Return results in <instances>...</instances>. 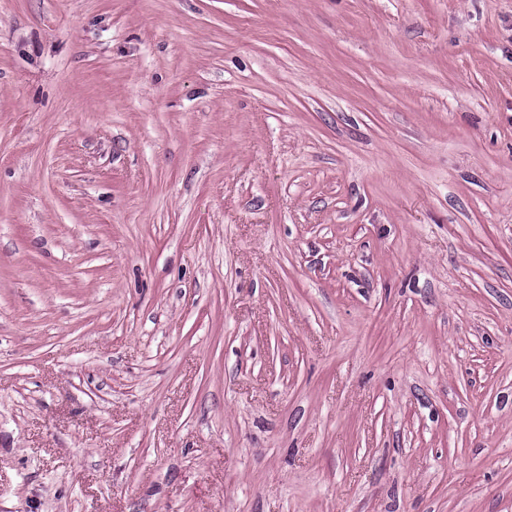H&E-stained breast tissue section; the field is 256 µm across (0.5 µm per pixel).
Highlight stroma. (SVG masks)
Wrapping results in <instances>:
<instances>
[{
  "label": "stroma",
  "instance_id": "obj_1",
  "mask_svg": "<svg viewBox=\"0 0 512 512\" xmlns=\"http://www.w3.org/2000/svg\"><path fill=\"white\" fill-rule=\"evenodd\" d=\"M0 512H512V0H0Z\"/></svg>",
  "mask_w": 512,
  "mask_h": 512
}]
</instances>
